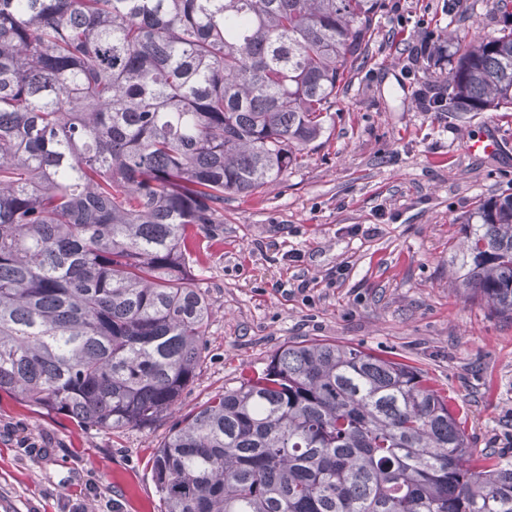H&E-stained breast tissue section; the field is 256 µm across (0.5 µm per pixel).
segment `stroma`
Masks as SVG:
<instances>
[{"instance_id":"35a3bbf8","label":"stroma","mask_w":512,"mask_h":512,"mask_svg":"<svg viewBox=\"0 0 512 512\" xmlns=\"http://www.w3.org/2000/svg\"><path fill=\"white\" fill-rule=\"evenodd\" d=\"M495 0H384L320 137L276 181L224 200L191 267L211 308L180 412L148 428H86L0 393V512H164L158 447L181 411L238 386L275 353L333 340L409 363L464 414L473 456L512 457V321L466 299L449 247L478 200L512 194V112L426 111L448 62L418 56L493 36ZM496 134L501 154L465 145Z\"/></svg>"}]
</instances>
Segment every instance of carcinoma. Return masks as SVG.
<instances>
[{
  "label": "carcinoma",
  "instance_id": "obj_1",
  "mask_svg": "<svg viewBox=\"0 0 512 512\" xmlns=\"http://www.w3.org/2000/svg\"><path fill=\"white\" fill-rule=\"evenodd\" d=\"M457 50L439 111L512 110V10ZM383 0H0V393L98 429L181 405L211 313L190 273L224 196L323 132ZM451 277L512 319V194L479 200ZM165 512H512L410 364L325 340L189 410Z\"/></svg>",
  "mask_w": 512,
  "mask_h": 512
}]
</instances>
